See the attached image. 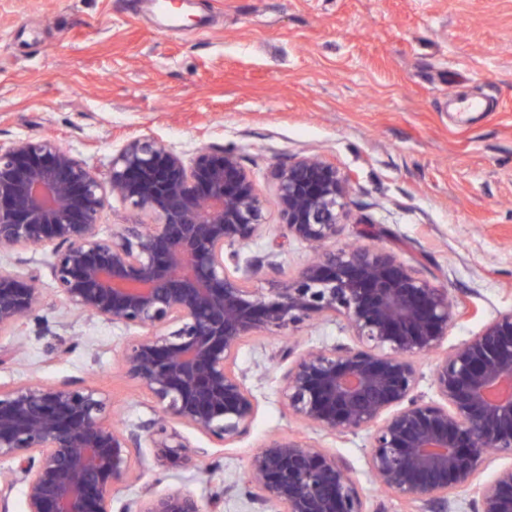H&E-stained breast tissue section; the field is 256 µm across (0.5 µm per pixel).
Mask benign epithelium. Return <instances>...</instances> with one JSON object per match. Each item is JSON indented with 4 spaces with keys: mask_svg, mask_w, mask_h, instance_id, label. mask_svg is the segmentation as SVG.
I'll return each instance as SVG.
<instances>
[{
    "mask_svg": "<svg viewBox=\"0 0 512 512\" xmlns=\"http://www.w3.org/2000/svg\"><path fill=\"white\" fill-rule=\"evenodd\" d=\"M281 227L312 255L300 275L263 293L248 286L237 248L260 236L264 201L232 148L185 156L151 137L128 141L107 181L55 141L0 144V255L51 247L53 280L75 313L144 329L120 363L155 417L114 425L112 399L85 381L38 379L0 386V512L14 484L25 512H206L193 494L146 486L113 510L112 486L141 461L163 467L192 453L183 426L226 446L242 437L257 401L234 368L243 340L293 325L343 318L356 344L312 347L283 376L300 422L336 434L369 432L373 485L420 503L477 484L474 512H512V463L477 482L493 456L512 457V309L443 352L459 304L394 253L326 249L340 231L353 180L303 156L275 171ZM152 215L151 224L98 232L107 196ZM31 272L0 265V335L35 315ZM436 354L442 399L414 394L415 358ZM245 483L282 512H366L348 464L318 443L269 437L248 460Z\"/></svg>",
    "mask_w": 512,
    "mask_h": 512,
    "instance_id": "benign-epithelium-1",
    "label": "benign epithelium"
}]
</instances>
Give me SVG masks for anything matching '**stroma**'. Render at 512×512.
Segmentation results:
<instances>
[{
  "instance_id": "stroma-1",
  "label": "stroma",
  "mask_w": 512,
  "mask_h": 512,
  "mask_svg": "<svg viewBox=\"0 0 512 512\" xmlns=\"http://www.w3.org/2000/svg\"><path fill=\"white\" fill-rule=\"evenodd\" d=\"M170 24L152 0H0V144L50 137L97 176L130 139L176 152L232 148L265 203L261 237L239 250L249 287L296 277L309 252L285 238L274 168L319 155L354 179L336 246L393 251L466 311L444 348L512 309V0H189ZM481 102L479 112L455 103ZM48 247L0 264L35 272L36 317L0 337V385L32 378L87 381L115 401L116 421L144 422L153 404L119 364L130 329L68 309ZM343 319L258 332L236 368L258 403L246 435L226 447L191 429L189 463L158 466L151 451L115 487L117 502L148 484L179 488L221 512H280L252 500L249 457L268 436L317 441L349 464L368 512H409L373 490L367 432L305 426L281 396L298 348L352 343Z\"/></svg>"
}]
</instances>
